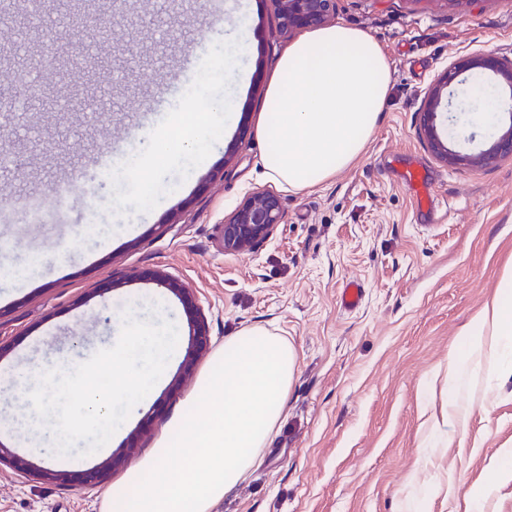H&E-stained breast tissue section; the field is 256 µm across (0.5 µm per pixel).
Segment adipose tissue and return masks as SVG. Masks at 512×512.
Masks as SVG:
<instances>
[{"label": "adipose tissue", "instance_id": "ef3b65f1", "mask_svg": "<svg viewBox=\"0 0 512 512\" xmlns=\"http://www.w3.org/2000/svg\"><path fill=\"white\" fill-rule=\"evenodd\" d=\"M390 82V67L365 31L336 24L300 35L281 54L256 119L267 177L288 191L332 180L363 153ZM200 106L192 120L176 118L152 137L155 163L209 148L215 134L209 116L224 105L209 98ZM461 341L460 355L448 364L449 383L473 364L490 375L512 370V263Z\"/></svg>", "mask_w": 512, "mask_h": 512}]
</instances>
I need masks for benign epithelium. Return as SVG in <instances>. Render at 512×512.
Masks as SVG:
<instances>
[{
  "label": "benign epithelium",
  "mask_w": 512,
  "mask_h": 512,
  "mask_svg": "<svg viewBox=\"0 0 512 512\" xmlns=\"http://www.w3.org/2000/svg\"><path fill=\"white\" fill-rule=\"evenodd\" d=\"M279 30L283 35L303 28H318L330 23L336 14V0H273ZM475 69L494 75L508 88L501 98L500 108L509 116V124L500 130L488 148L475 154L448 148L437 127L438 115L449 107L448 87L460 75ZM419 131L427 149L438 160L450 166L482 167L512 157V58L495 52H483L459 58L452 67L444 69L431 83L419 107ZM284 210L281 197L274 191L263 189L252 192L224 220L223 247L226 252L252 250L264 243L274 228L282 223ZM150 276L178 296L186 308L191 322L189 343L181 365V372L194 371L198 355L209 343L205 319L192 289L185 287L166 273L154 270ZM111 470V463L86 469L79 474V484L93 486L101 483Z\"/></svg>",
  "instance_id": "obj_1"
}]
</instances>
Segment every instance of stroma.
I'll list each match as a JSON object with an SVG mask.
<instances>
[{"instance_id": "1", "label": "stroma", "mask_w": 512, "mask_h": 512, "mask_svg": "<svg viewBox=\"0 0 512 512\" xmlns=\"http://www.w3.org/2000/svg\"><path fill=\"white\" fill-rule=\"evenodd\" d=\"M27 0L0 7V46L10 49L14 83L0 93V271L34 265L22 283H0V444L26 462L0 464V512H102L125 473L150 456L191 392L178 390L190 332L179 299L142 271L157 269L195 292L208 324L210 350L244 327L287 337L298 356L281 429L245 480L217 512H403L427 495V512H512V477L500 474L512 452V375L479 377L478 406L445 447L425 445L429 423L448 403L443 382L425 403L420 383L461 352L460 334L496 290L512 262V157L489 167L454 168L436 160L418 132L416 113L434 77L463 54L512 57V0H337L335 23L367 32L392 72L386 102L364 153L322 186L281 191L284 218L258 249L224 252V218L256 188L271 187L256 132L276 61L287 46L271 0H237L212 26L203 0H131L95 23L68 26L63 4L38 15ZM246 25L249 46L226 70L200 73L201 94L223 100L220 133L201 155H185L160 173L150 199L133 179L114 174L87 201L69 174L91 175L112 148L114 130L162 109L163 123L194 111L197 97L168 96L189 48L229 52ZM96 35L104 62L83 110L51 114L45 101L21 95L40 79L65 90L82 80L37 68L44 37ZM493 75L471 71L452 86L454 119L440 125L454 149L485 148L475 86ZM200 94V95H201ZM424 170L432 206L405 182ZM67 206L60 221L27 222L25 202ZM360 281L359 307L340 293ZM159 305L178 344L146 403L131 411L107 452L47 460L32 449L28 394L39 371L78 365L114 346L122 314L150 319ZM132 447L113 460V450ZM113 461L92 489L41 478L44 468L77 472Z\"/></svg>"}]
</instances>
